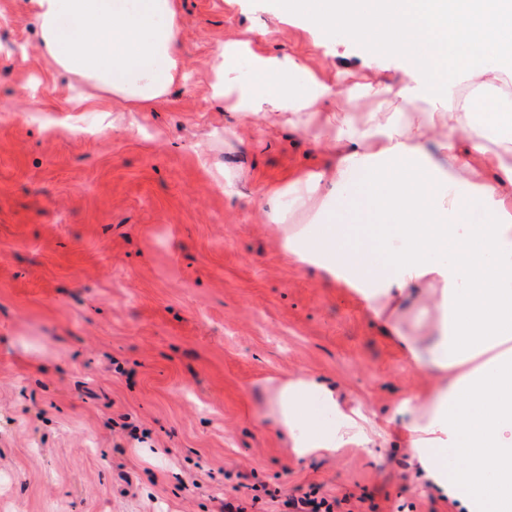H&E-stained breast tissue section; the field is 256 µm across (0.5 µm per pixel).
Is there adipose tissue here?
Segmentation results:
<instances>
[{
  "label": "adipose tissue",
  "mask_w": 512,
  "mask_h": 512,
  "mask_svg": "<svg viewBox=\"0 0 512 512\" xmlns=\"http://www.w3.org/2000/svg\"><path fill=\"white\" fill-rule=\"evenodd\" d=\"M28 2L55 74L99 92L76 96L75 111L140 112L187 78L176 0ZM274 14L363 43L375 75L327 76L250 33L216 47L213 98L246 127L278 117L324 156L262 192L260 210L294 262L366 285L374 313L418 311L399 339L436 384L405 424L412 447L426 472L451 475L485 512H512V75L502 68L512 0H275ZM394 55L409 62L397 79L379 72ZM351 204L376 223L353 230L338 217ZM269 401L296 454L368 439L315 376L279 380ZM445 432L443 448L435 436Z\"/></svg>",
  "instance_id": "obj_1"
}]
</instances>
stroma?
I'll use <instances>...</instances> for the list:
<instances>
[{"label":"stroma","instance_id":"stroma-1","mask_svg":"<svg viewBox=\"0 0 512 512\" xmlns=\"http://www.w3.org/2000/svg\"><path fill=\"white\" fill-rule=\"evenodd\" d=\"M273 6L178 0L187 82L85 136L65 95L43 94L63 132L15 110L53 65L23 0H0V512H224L260 484L276 495L255 512L312 484L363 512H482L422 470L396 413L432 378L354 289L288 260L257 207L319 148L210 100L211 52L250 28L363 75V44L313 49ZM297 372L361 409L371 443L287 450L264 422L266 381Z\"/></svg>","mask_w":512,"mask_h":512}]
</instances>
